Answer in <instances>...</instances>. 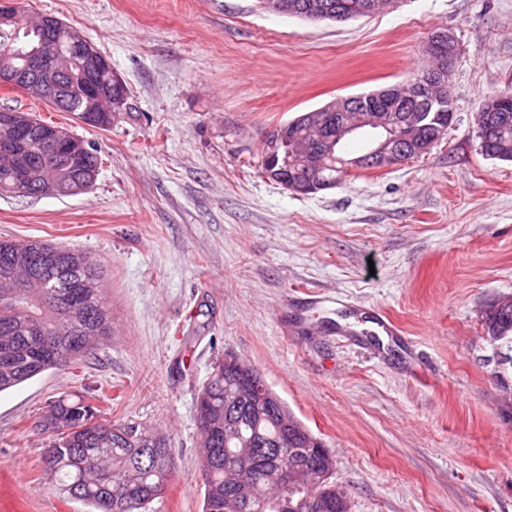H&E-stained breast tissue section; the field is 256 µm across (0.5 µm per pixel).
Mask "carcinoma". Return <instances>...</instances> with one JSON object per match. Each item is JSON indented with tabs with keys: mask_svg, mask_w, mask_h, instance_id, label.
Returning a JSON list of instances; mask_svg holds the SVG:
<instances>
[{
	"mask_svg": "<svg viewBox=\"0 0 512 512\" xmlns=\"http://www.w3.org/2000/svg\"><path fill=\"white\" fill-rule=\"evenodd\" d=\"M500 109L478 112L475 134L480 151L492 160L512 162V88L499 93ZM446 111L428 100V89L421 88L414 100L397 105L393 111L408 127L430 131L436 127L448 131L454 121ZM287 143H312L315 129L292 119L286 122ZM344 154L328 158L320 178L332 180L343 168ZM54 245L40 241L16 242L0 239V267L16 256L29 253L38 258L40 251ZM69 260L37 278L25 280L24 305L6 304L1 295L9 292L0 280V392L16 387L45 371L62 369L95 354L100 344L112 335V319L102 297L100 265L86 253L71 249ZM484 335L493 338L490 346L512 351V300L483 316ZM48 336L52 346L40 349V339ZM237 372L219 359L201 393L206 396L205 416H197L202 434L200 455L204 463L203 512H270L268 501L282 497L268 474L286 463L295 470H325L333 460L329 448H313L306 427L293 412L291 437L279 439V408L274 405L262 417L245 411L236 400ZM94 396H62L38 414L57 433L42 456L46 479L56 490L80 499L96 512H104L103 503L112 499V512H151L152 504L168 489L174 462L170 442L157 434L135 427H114L98 420ZM232 419L237 432L254 441V448L243 455L235 441L224 437V420ZM223 437L222 451L216 453L209 439ZM333 475L318 487L288 495L287 512H346L336 498Z\"/></svg>",
	"mask_w": 512,
	"mask_h": 512,
	"instance_id": "cac0c4a2",
	"label": "carcinoma"
}]
</instances>
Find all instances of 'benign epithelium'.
Segmentation results:
<instances>
[{
	"label": "benign epithelium",
	"mask_w": 512,
	"mask_h": 512,
	"mask_svg": "<svg viewBox=\"0 0 512 512\" xmlns=\"http://www.w3.org/2000/svg\"><path fill=\"white\" fill-rule=\"evenodd\" d=\"M266 9L275 14L288 15L302 10L307 19L324 21L336 15L361 18L373 14L372 0H354L347 4V10L340 9V3L333 0H307L300 4L296 0H266ZM19 7L16 0H0V25L16 26ZM38 36V43L31 49L17 44L11 55L0 60V73L3 80L17 85L28 96L47 102H55L68 94L69 89L81 84L82 101L79 112L81 122L87 126L107 127L118 113L127 106L125 93H116L112 87H103L96 78L111 68L110 62L74 28H69L56 17L40 15L35 26H25L24 34ZM455 40L446 29H436L427 42L435 58V69L425 79L426 86L433 95L445 99L451 89L452 61L448 59V47ZM18 55L25 60L21 71L15 70L10 56ZM422 82L412 77L383 89L376 104L364 107L355 116L351 99L338 97L325 106L302 116L305 125L324 131L313 150L299 149L288 160L273 149L266 154V175L296 196H304L325 188L337 186L335 182L323 181L318 177L323 159L351 139H364L365 152L353 160V166L373 165L379 170H389L407 162L406 147L418 155L428 153L440 141L437 134H426L414 138L410 129L396 133L393 122L396 116L389 109L398 103H405L415 96ZM336 119H330L331 114ZM39 129L36 141L55 154L64 156L67 165L77 162L83 165L82 181L73 184L59 177L45 180L41 171L44 165H24L21 151L30 142V132ZM91 153L82 139L70 130L36 121L27 113L8 107L0 108V154L16 158L12 169L14 184L11 189L18 192H33L40 196H53L60 193L78 194L86 190L94 181L97 167L85 166V155ZM297 165L304 172L302 177L288 175V166ZM245 390L242 396L253 411L264 414L270 404H281V398L266 385L263 378L249 374L244 376ZM499 404L503 410H512V381L501 377L499 383Z\"/></svg>",
	"instance_id": "7a95c632"
}]
</instances>
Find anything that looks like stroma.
Listing matches in <instances>:
<instances>
[{"mask_svg":"<svg viewBox=\"0 0 512 512\" xmlns=\"http://www.w3.org/2000/svg\"><path fill=\"white\" fill-rule=\"evenodd\" d=\"M19 3L78 28L129 99L99 129L0 89L103 161L80 194L0 197V239L88 252L112 317L93 357L0 392V512H90L47 483L34 426L83 391L100 420L171 440L156 512H202L196 398L227 351L323 439L351 512H512V418L481 323L512 296V163L483 156L474 125L512 85V0H396L344 23L257 0ZM437 28L459 55L429 153L308 196L265 175L275 128L407 79Z\"/></svg>","mask_w":512,"mask_h":512,"instance_id":"35a3bbf8","label":"stroma"}]
</instances>
